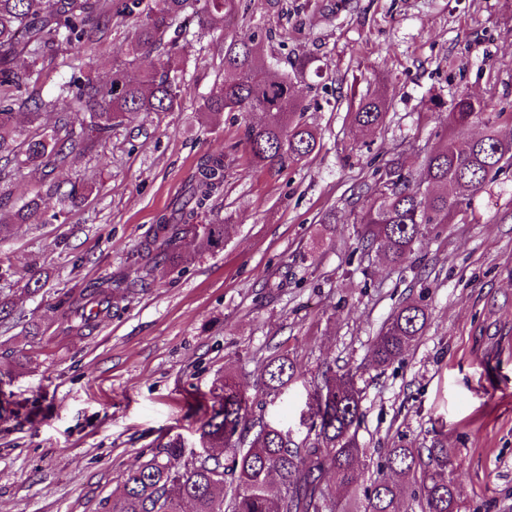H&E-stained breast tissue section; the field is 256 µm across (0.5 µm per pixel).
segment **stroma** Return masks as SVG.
<instances>
[{"label":"stroma","instance_id":"1","mask_svg":"<svg viewBox=\"0 0 512 512\" xmlns=\"http://www.w3.org/2000/svg\"><path fill=\"white\" fill-rule=\"evenodd\" d=\"M245 25L273 28L268 52L311 58L319 75L297 86L320 145L287 167L253 165L245 123L262 114L204 115L200 98L224 78L223 42H194L179 66L189 88L179 110L137 118L72 166L25 171L0 194L43 191L31 223L0 242V265L19 320L0 327V364L12 367L0 407V512H105L125 475L156 442L194 445L221 379L249 396L251 423L302 427L323 359L353 370L364 413L358 440L375 475L385 448L447 439L466 512H512V166L450 223L428 227L414 264L362 248L356 193L396 159L417 171L444 126L431 100L460 93L491 102L512 135V0H240ZM131 20L113 21L83 57L100 79L125 59ZM386 101L381 128L352 114L361 96ZM223 150L224 189L207 213L230 220L218 251L185 268L158 267L143 292L77 334L52 302L117 274L140 275L137 249L172 208L200 159ZM86 183L82 207L62 210L59 193ZM335 223H325L328 213ZM42 290L24 293L30 276ZM423 301L429 319L400 359L370 367L373 341L403 301ZM33 358L16 366L18 351ZM287 354L294 380L276 393L257 380Z\"/></svg>","mask_w":512,"mask_h":512}]
</instances>
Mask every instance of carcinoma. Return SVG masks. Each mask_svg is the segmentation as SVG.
Masks as SVG:
<instances>
[{"label": "carcinoma", "instance_id": "cac0c4a2", "mask_svg": "<svg viewBox=\"0 0 512 512\" xmlns=\"http://www.w3.org/2000/svg\"><path fill=\"white\" fill-rule=\"evenodd\" d=\"M0 0V180L30 168L56 170L71 165L112 131L142 114L172 112L187 94L173 60L189 47L190 37L210 33L224 23L236 0ZM193 7L196 31L184 13ZM136 17L127 56L131 60L101 83L84 70L81 54L101 41L113 19ZM246 31L224 43V80L219 91L201 97L199 111L261 112V125H244L242 140L257 164L282 168L308 158L317 148L316 129L302 120L306 111L295 81L312 61L296 57L290 70L270 72L264 40ZM72 54V73L58 85L54 99L41 97L45 67L61 51ZM160 52L159 67L149 74L130 69L141 52ZM27 116L29 132L18 129L15 110ZM500 112L490 104L459 94L451 104L447 133L426 155L418 172L388 161L379 177L360 187L366 206L356 216L361 240L393 263L412 259L431 224H447L463 202L482 192L512 164V137L498 129ZM384 102L361 99L354 123L366 129L382 125ZM484 134L471 138L470 126ZM224 186V151L209 154L191 176L180 207L158 217L141 243L138 258L146 272L157 266L173 270L191 263L196 253L186 245L210 249L224 245L229 224H204L207 204ZM90 189L72 185L62 202L74 207ZM40 192L16 208L0 200V240L10 227L28 223L40 209ZM148 286L145 277L109 278L79 292H62L54 307L63 322L82 329L112 313V300ZM427 307L405 302L380 329L372 364L388 366L402 358L423 333ZM294 375L290 358L269 362L259 385L269 392L286 387ZM324 405L316 412L312 442L296 443L288 432L263 424L249 441L246 397L226 379L210 412L200 420V451L185 456L181 438L158 442L150 457L126 475L122 495L109 512H352L336 500V488L357 493L361 458L357 438L362 412L353 374H336L331 361L321 363ZM454 449L434 440L427 448L399 444L383 449L382 474L363 488L360 512H402L397 479L419 477L421 512H462L463 499L454 476Z\"/></svg>", "mask_w": 512, "mask_h": 512}]
</instances>
